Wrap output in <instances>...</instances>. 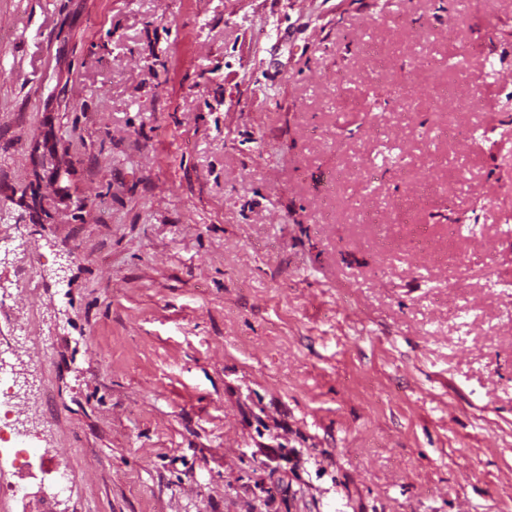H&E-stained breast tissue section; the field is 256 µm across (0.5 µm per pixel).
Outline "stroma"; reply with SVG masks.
Here are the masks:
<instances>
[{
	"mask_svg": "<svg viewBox=\"0 0 512 512\" xmlns=\"http://www.w3.org/2000/svg\"><path fill=\"white\" fill-rule=\"evenodd\" d=\"M438 2L0 0V346L52 463L0 454V512H512V0ZM431 170L417 220L472 235L383 255L356 206Z\"/></svg>",
	"mask_w": 512,
	"mask_h": 512,
	"instance_id": "stroma-1",
	"label": "stroma"
}]
</instances>
